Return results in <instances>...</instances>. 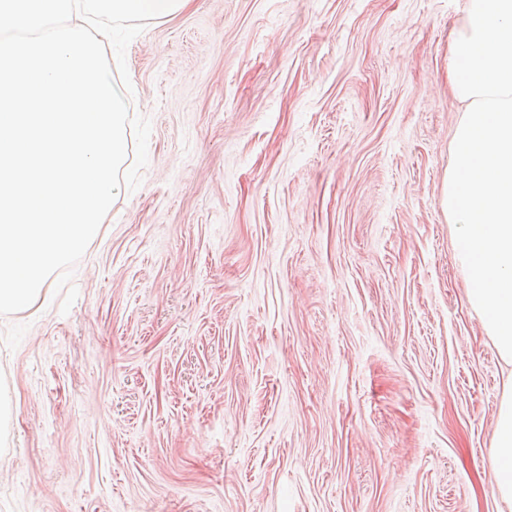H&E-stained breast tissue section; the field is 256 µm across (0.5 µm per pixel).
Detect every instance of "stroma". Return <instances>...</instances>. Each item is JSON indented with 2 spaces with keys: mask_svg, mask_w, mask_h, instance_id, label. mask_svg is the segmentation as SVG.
I'll return each instance as SVG.
<instances>
[{
  "mask_svg": "<svg viewBox=\"0 0 512 512\" xmlns=\"http://www.w3.org/2000/svg\"><path fill=\"white\" fill-rule=\"evenodd\" d=\"M467 0H191L75 268L0 317V512H498L505 376L439 199Z\"/></svg>",
  "mask_w": 512,
  "mask_h": 512,
  "instance_id": "stroma-1",
  "label": "stroma"
}]
</instances>
